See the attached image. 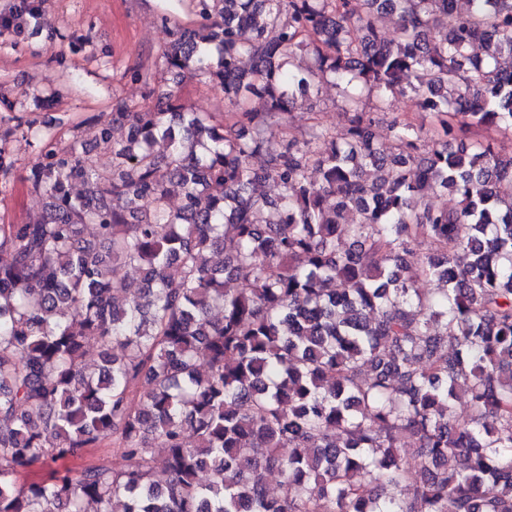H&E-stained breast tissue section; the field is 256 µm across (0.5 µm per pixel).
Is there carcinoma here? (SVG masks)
Here are the masks:
<instances>
[{
	"instance_id": "carcinoma-1",
	"label": "carcinoma",
	"mask_w": 512,
	"mask_h": 512,
	"mask_svg": "<svg viewBox=\"0 0 512 512\" xmlns=\"http://www.w3.org/2000/svg\"><path fill=\"white\" fill-rule=\"evenodd\" d=\"M163 10L175 88L97 120L109 172L45 146V214L0 224V512H512V150L482 142L512 132V0ZM187 75L224 115L184 111ZM328 77L344 133L272 139ZM396 98L442 134L377 142Z\"/></svg>"
}]
</instances>
